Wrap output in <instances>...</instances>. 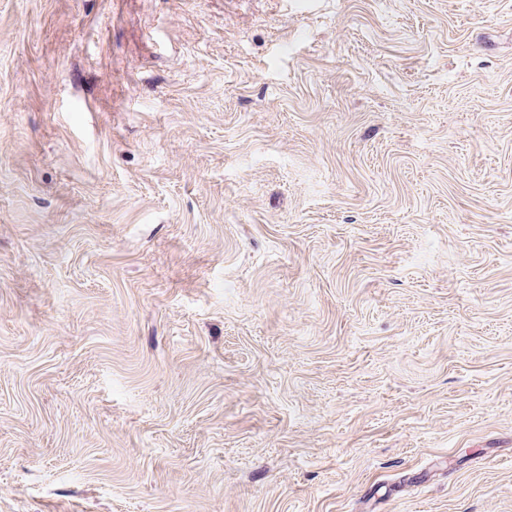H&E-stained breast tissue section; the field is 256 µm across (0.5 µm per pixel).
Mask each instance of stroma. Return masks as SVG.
I'll list each match as a JSON object with an SVG mask.
<instances>
[{"instance_id": "35a3bbf8", "label": "stroma", "mask_w": 512, "mask_h": 512, "mask_svg": "<svg viewBox=\"0 0 512 512\" xmlns=\"http://www.w3.org/2000/svg\"><path fill=\"white\" fill-rule=\"evenodd\" d=\"M0 512H512V0H0Z\"/></svg>"}]
</instances>
